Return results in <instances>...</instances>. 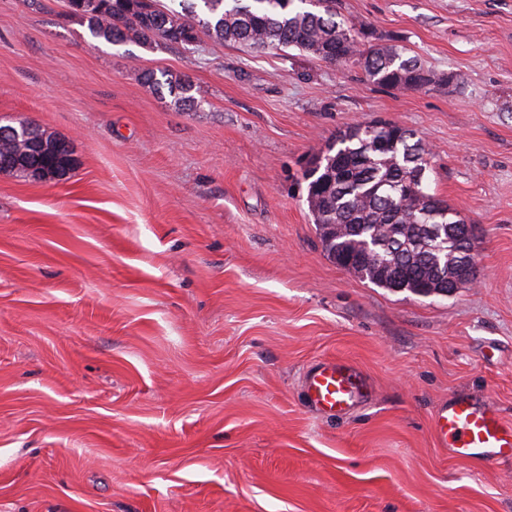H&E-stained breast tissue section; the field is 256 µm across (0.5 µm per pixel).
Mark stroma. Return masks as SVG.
I'll use <instances>...</instances> for the list:
<instances>
[{"label": "stroma", "mask_w": 512, "mask_h": 512, "mask_svg": "<svg viewBox=\"0 0 512 512\" xmlns=\"http://www.w3.org/2000/svg\"><path fill=\"white\" fill-rule=\"evenodd\" d=\"M336 11L463 83L382 90L207 37L113 46L62 0H0V124L76 160L0 175V512H512V461L431 432L460 392L512 422V0ZM375 120L426 144L432 192L475 228V284L392 292L327 257L303 172ZM323 359L370 382L344 416L305 400ZM143 84L154 90L161 91L166 88L169 95L173 97L174 104L182 110L196 108L201 102L199 90L186 75L175 74L165 70L146 69L140 74Z\"/></svg>", "instance_id": "obj_1"}]
</instances>
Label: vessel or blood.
Wrapping results in <instances>:
<instances>
[{"mask_svg": "<svg viewBox=\"0 0 512 512\" xmlns=\"http://www.w3.org/2000/svg\"><path fill=\"white\" fill-rule=\"evenodd\" d=\"M304 391L316 410L333 416L364 402L369 384L354 365L322 360L307 369ZM431 429L438 446L453 458L512 459V423L504 421L493 405L469 395L459 394L439 405Z\"/></svg>", "mask_w": 512, "mask_h": 512, "instance_id": "obj_1", "label": "vessel or blood"}]
</instances>
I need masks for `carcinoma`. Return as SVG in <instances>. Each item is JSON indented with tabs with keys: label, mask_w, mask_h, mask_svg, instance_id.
I'll return each instance as SVG.
<instances>
[{
	"label": "carcinoma",
	"mask_w": 512,
	"mask_h": 512,
	"mask_svg": "<svg viewBox=\"0 0 512 512\" xmlns=\"http://www.w3.org/2000/svg\"><path fill=\"white\" fill-rule=\"evenodd\" d=\"M69 14L95 39L112 45L158 42L196 50L199 33L267 52L288 48L324 60L345 56L385 89L421 90L460 84L438 75L392 43L359 38L352 22L338 19L336 0H66ZM143 84L167 89L174 104L196 108L199 90L186 75L141 72ZM0 136V159L37 151V137ZM323 161L310 165L306 202L327 256L361 281L393 292L427 297L463 288L456 213L430 192L429 152L414 130L392 122L355 124L339 132Z\"/></svg>",
	"instance_id": "cac0c4a2"
}]
</instances>
